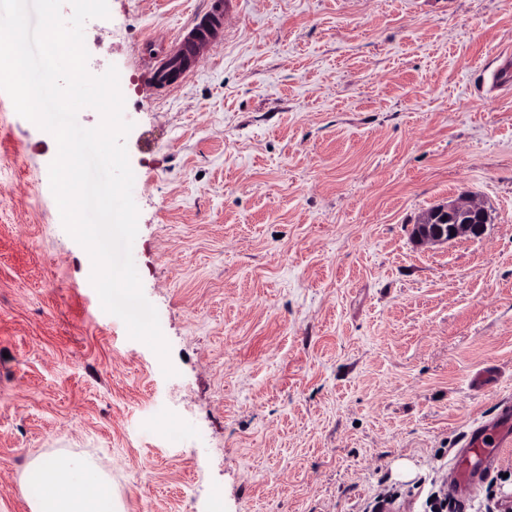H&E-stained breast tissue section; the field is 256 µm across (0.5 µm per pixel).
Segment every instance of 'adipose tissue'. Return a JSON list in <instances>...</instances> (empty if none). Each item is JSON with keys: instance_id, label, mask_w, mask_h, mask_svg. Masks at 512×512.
<instances>
[{"instance_id": "adipose-tissue-1", "label": "adipose tissue", "mask_w": 512, "mask_h": 512, "mask_svg": "<svg viewBox=\"0 0 512 512\" xmlns=\"http://www.w3.org/2000/svg\"><path fill=\"white\" fill-rule=\"evenodd\" d=\"M27 479L39 488L31 512H117L109 475L91 461L39 457L29 463Z\"/></svg>"}]
</instances>
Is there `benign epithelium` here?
I'll return each instance as SVG.
<instances>
[{
	"label": "benign epithelium",
	"instance_id": "1",
	"mask_svg": "<svg viewBox=\"0 0 512 512\" xmlns=\"http://www.w3.org/2000/svg\"><path fill=\"white\" fill-rule=\"evenodd\" d=\"M441 210L452 218L460 219L456 224H440L435 221L433 212L423 215L421 221L413 225V237L422 244H446L459 237H481L489 221V212L483 204L471 199L461 198L451 201Z\"/></svg>",
	"mask_w": 512,
	"mask_h": 512
}]
</instances>
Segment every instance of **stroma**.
<instances>
[{
    "label": "stroma",
    "instance_id": "stroma-1",
    "mask_svg": "<svg viewBox=\"0 0 512 512\" xmlns=\"http://www.w3.org/2000/svg\"><path fill=\"white\" fill-rule=\"evenodd\" d=\"M208 0H108L132 256L175 376L89 285L52 135L0 92V512L38 456L93 460L119 512H428L512 400V0H231L179 85L145 76ZM461 197L479 238L416 242ZM414 470L404 481L400 463ZM512 497V446L466 499Z\"/></svg>",
    "mask_w": 512,
    "mask_h": 512
}]
</instances>
